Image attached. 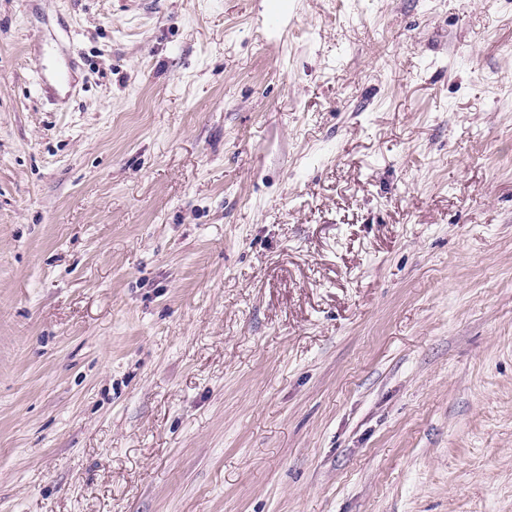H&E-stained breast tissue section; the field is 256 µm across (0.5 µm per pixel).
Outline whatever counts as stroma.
Masks as SVG:
<instances>
[{
    "label": "stroma",
    "mask_w": 512,
    "mask_h": 512,
    "mask_svg": "<svg viewBox=\"0 0 512 512\" xmlns=\"http://www.w3.org/2000/svg\"><path fill=\"white\" fill-rule=\"evenodd\" d=\"M294 3L0 0V512H512V0Z\"/></svg>",
    "instance_id": "1"
}]
</instances>
